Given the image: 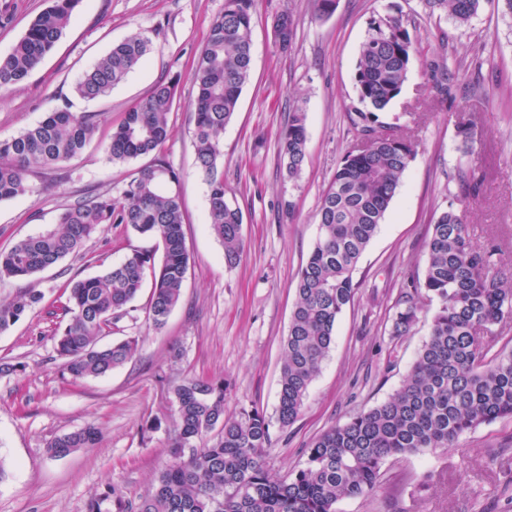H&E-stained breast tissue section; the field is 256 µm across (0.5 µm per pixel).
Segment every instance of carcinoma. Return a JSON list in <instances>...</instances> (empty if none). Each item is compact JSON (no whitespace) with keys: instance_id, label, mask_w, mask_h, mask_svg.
<instances>
[{"instance_id":"obj_1","label":"carcinoma","mask_w":512,"mask_h":512,"mask_svg":"<svg viewBox=\"0 0 512 512\" xmlns=\"http://www.w3.org/2000/svg\"><path fill=\"white\" fill-rule=\"evenodd\" d=\"M81 0H52L9 53L0 55V90L19 86L51 52L70 26ZM253 0H224L193 64L194 144L198 170L208 185L213 234L224 247V263L235 266L245 251L243 214L226 198L221 135L237 110L252 71ZM483 0H421L432 17L465 26ZM153 51V40L136 33L112 49L81 78L74 92L86 100L107 96ZM424 55L416 27L399 16L369 24L356 65L359 107L351 122L365 150L342 159L318 213V234L294 289L296 299L283 345L277 422L284 430L302 414L310 386L334 340L336 323L354 300L353 274L386 217L418 145L402 125L378 121L400 93L413 57ZM177 92L170 79L111 125L107 154L114 163L149 156L126 183L121 196L78 199L60 215L58 227L18 241L0 252V282L35 277L78 252L102 224H127L150 248L133 249L103 272L73 278L64 289L69 315L55 350L73 381L107 374L136 351V340L101 339L112 321L129 313L147 273L153 284L148 313L155 328L165 326L178 305L189 268L184 214L177 187L180 173L164 155L169 114ZM101 114L54 108L39 124L0 139V202L33 195L37 175L81 155L100 131ZM307 116L298 107L279 137L288 176L297 177L306 159ZM460 195L480 194L483 176L459 172ZM427 263L412 289L403 293L392 318L391 335H409L420 303L435 305L427 339L400 387L382 404L360 412L316 437L302 467L274 477L267 465L271 421L255 408L225 411L222 378L189 376L173 389L176 422L171 462L155 490L132 503L117 498L115 512H337L345 499L368 497L382 465L433 448H453L469 431L512 418V350L493 352L481 334L512 319V286L495 270L499 248L474 246L463 217L452 207L441 212L426 241ZM162 252L161 265L156 253ZM44 294L19 288L0 299V331L36 308ZM214 441H195L210 432ZM89 426L63 434L48 445L64 458L97 441ZM190 453H185V450Z\"/></svg>"}]
</instances>
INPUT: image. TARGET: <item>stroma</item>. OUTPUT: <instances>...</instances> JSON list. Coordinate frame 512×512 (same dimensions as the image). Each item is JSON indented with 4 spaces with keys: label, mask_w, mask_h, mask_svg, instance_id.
<instances>
[{
    "label": "stroma",
    "mask_w": 512,
    "mask_h": 512,
    "mask_svg": "<svg viewBox=\"0 0 512 512\" xmlns=\"http://www.w3.org/2000/svg\"><path fill=\"white\" fill-rule=\"evenodd\" d=\"M51 0H0L10 25L0 28L7 54ZM224 0H82L74 19L40 66L0 97V139L18 135L61 106L100 113L104 130L78 158L35 178L38 194L0 202V251L57 225L64 209L93 191L120 196L138 161L112 163L105 129L161 81H178L164 154L179 171L189 269L182 296L164 328L148 316L150 286H143L129 315L109 334L136 337L138 349L109 374L70 382L55 352L68 322L60 308L64 285L148 247L122 224H103L72 254L30 280L43 302L0 332V362L18 369L0 375V512H88L91 500L114 492L126 501L151 494L171 461L172 388L184 376L224 379L226 408H257L274 418L283 342L295 300L292 284L315 242L316 214L342 158L358 143L350 120L357 104L356 64L371 19L399 15L415 21L427 57L445 58L454 75L453 96L435 95L423 60L415 57L400 94L379 114L401 118L419 143L418 153L378 233L361 256L357 294L336 324L335 338L314 380L302 416L288 431L271 426V474L299 467L322 432L385 401L400 386L426 339L434 312L422 303L418 322L404 337L391 334L401 289L422 275L425 242L438 215L463 214L476 244L496 239L502 271L512 270V16L483 0L469 25L427 16L420 0H336L318 19L312 0H254L253 64L237 112L224 129L226 196L243 213L245 253L233 268L209 231L207 185L195 164L193 61ZM290 15L288 49L274 25ZM154 49L124 82L98 100L73 92L82 74L113 44L137 32ZM307 114L306 160L289 179L278 140L295 107ZM472 122L473 153L458 135ZM485 177L479 197L462 200L460 169ZM159 429L148 430L152 419ZM95 426L98 442L67 457H50L55 437ZM427 491L418 486L426 473ZM512 498V419L480 425L460 447L387 462L376 491L347 499L338 512H502Z\"/></svg>",
    "instance_id": "stroma-1"
}]
</instances>
